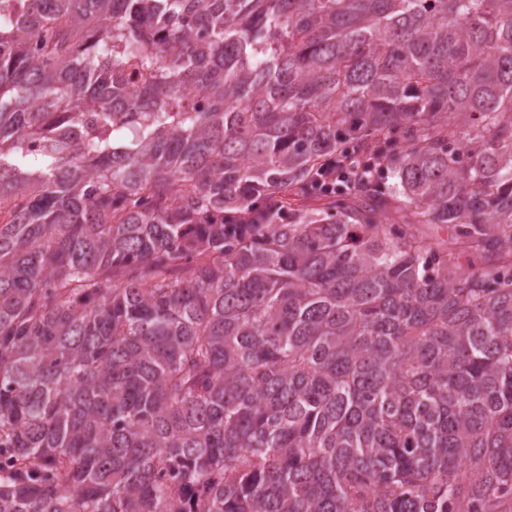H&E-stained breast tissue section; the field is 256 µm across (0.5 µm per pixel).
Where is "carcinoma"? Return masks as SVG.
I'll return each mask as SVG.
<instances>
[{"instance_id":"1","label":"carcinoma","mask_w":512,"mask_h":512,"mask_svg":"<svg viewBox=\"0 0 512 512\" xmlns=\"http://www.w3.org/2000/svg\"><path fill=\"white\" fill-rule=\"evenodd\" d=\"M19 3L0 512H512V0ZM353 161L350 157L337 158L329 166L317 174V184L320 186H335L337 181H343L348 174L347 171L352 168Z\"/></svg>"}]
</instances>
